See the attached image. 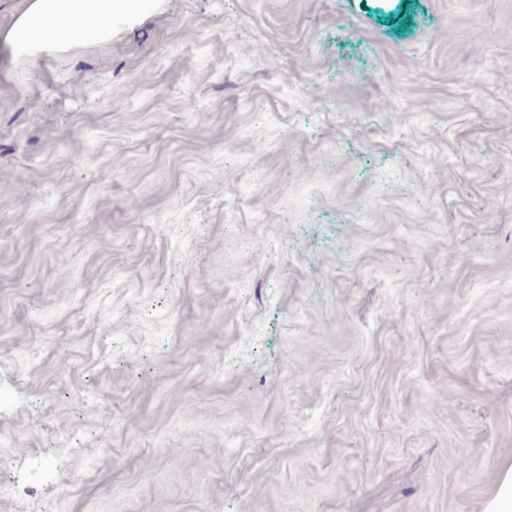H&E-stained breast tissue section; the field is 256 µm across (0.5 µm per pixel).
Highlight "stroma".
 Masks as SVG:
<instances>
[{"mask_svg": "<svg viewBox=\"0 0 512 512\" xmlns=\"http://www.w3.org/2000/svg\"><path fill=\"white\" fill-rule=\"evenodd\" d=\"M33 2L0 0V512H483L512 0H153L41 51Z\"/></svg>", "mask_w": 512, "mask_h": 512, "instance_id": "obj_1", "label": "stroma"}]
</instances>
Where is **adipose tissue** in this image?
Instances as JSON below:
<instances>
[{
    "instance_id": "ef3b65f1",
    "label": "adipose tissue",
    "mask_w": 512,
    "mask_h": 512,
    "mask_svg": "<svg viewBox=\"0 0 512 512\" xmlns=\"http://www.w3.org/2000/svg\"><path fill=\"white\" fill-rule=\"evenodd\" d=\"M146 0H35L12 33L14 42L37 47L54 41L56 32L48 26L54 16L77 37H97L112 32L118 18L139 16Z\"/></svg>"
}]
</instances>
